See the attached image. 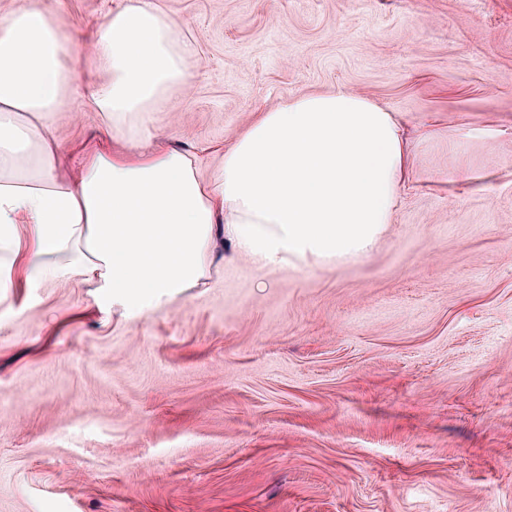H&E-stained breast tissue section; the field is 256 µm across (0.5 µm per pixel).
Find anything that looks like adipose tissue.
Here are the masks:
<instances>
[{"label":"adipose tissue","mask_w":512,"mask_h":512,"mask_svg":"<svg viewBox=\"0 0 512 512\" xmlns=\"http://www.w3.org/2000/svg\"><path fill=\"white\" fill-rule=\"evenodd\" d=\"M179 30L158 0H117L85 84L39 0L0 16V299L61 283L107 315L157 312L206 287L225 244L263 267L336 261L390 223L409 146L391 113L346 90L260 113L202 178L195 155L147 125L191 80ZM81 83L112 141L89 143L71 176L44 118Z\"/></svg>","instance_id":"obj_1"}]
</instances>
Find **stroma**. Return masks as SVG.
I'll use <instances>...</instances> for the list:
<instances>
[{"instance_id": "obj_1", "label": "stroma", "mask_w": 512, "mask_h": 512, "mask_svg": "<svg viewBox=\"0 0 512 512\" xmlns=\"http://www.w3.org/2000/svg\"><path fill=\"white\" fill-rule=\"evenodd\" d=\"M68 60L114 0H40ZM193 43L157 134L210 176L255 115L344 89L411 171L366 255L227 262L106 317L0 301V512H512V0H161ZM77 172L100 113L48 115Z\"/></svg>"}]
</instances>
